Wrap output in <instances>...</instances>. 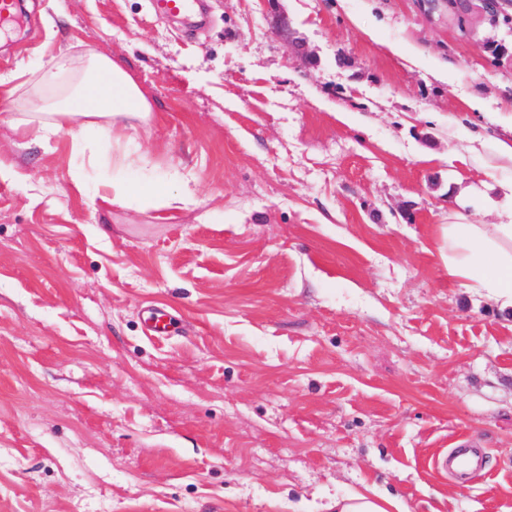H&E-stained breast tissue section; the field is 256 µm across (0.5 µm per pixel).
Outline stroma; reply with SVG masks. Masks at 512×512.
Wrapping results in <instances>:
<instances>
[{
    "instance_id": "obj_1",
    "label": "stroma",
    "mask_w": 512,
    "mask_h": 512,
    "mask_svg": "<svg viewBox=\"0 0 512 512\" xmlns=\"http://www.w3.org/2000/svg\"><path fill=\"white\" fill-rule=\"evenodd\" d=\"M202 2L21 0L0 31V512H512V306L445 236L512 216V60L416 0H280L281 35L266 0ZM91 51L153 109L93 163L19 124ZM186 175L194 209L102 201ZM463 440L481 472L429 467ZM153 194L148 188L131 181H117L112 184V198L107 196L102 201L108 204H132L144 195ZM336 512H403L401 505L389 498H376L373 496L354 493L336 499Z\"/></svg>"
}]
</instances>
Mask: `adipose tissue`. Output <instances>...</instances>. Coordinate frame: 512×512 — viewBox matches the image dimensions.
<instances>
[{"mask_svg":"<svg viewBox=\"0 0 512 512\" xmlns=\"http://www.w3.org/2000/svg\"><path fill=\"white\" fill-rule=\"evenodd\" d=\"M70 87L51 112H32L26 120L35 136L51 141L65 128L146 119L152 105L133 75L111 57L93 52L79 62L57 58L43 68L40 85L54 89L61 77ZM448 275L471 288H485L512 300V222L481 224L457 214L447 226Z\"/></svg>","mask_w":512,"mask_h":512,"instance_id":"obj_1","label":"adipose tissue"}]
</instances>
